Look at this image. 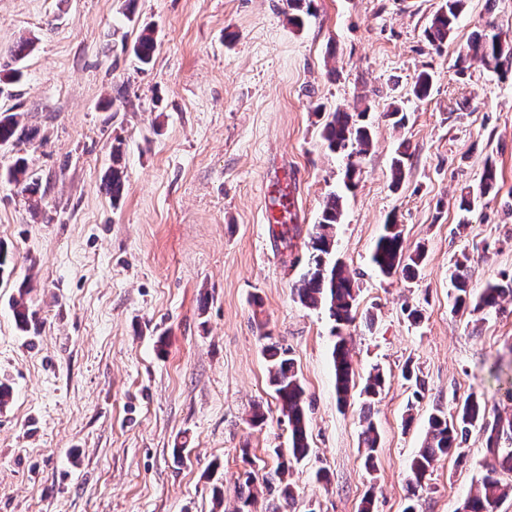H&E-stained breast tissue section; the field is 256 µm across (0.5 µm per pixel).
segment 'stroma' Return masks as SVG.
I'll use <instances>...</instances> for the list:
<instances>
[{
  "label": "stroma",
  "instance_id": "stroma-1",
  "mask_svg": "<svg viewBox=\"0 0 512 512\" xmlns=\"http://www.w3.org/2000/svg\"><path fill=\"white\" fill-rule=\"evenodd\" d=\"M442 0H315L304 26L286 0H0V112L21 113L34 141L0 148V512H217L255 475V512H460L475 494L485 437L471 431L408 493L410 463L435 409L483 393L488 421H512V297L502 312L453 311L452 263L471 286L512 277V70L454 62L485 25L512 33V0H466L451 39L424 31ZM157 51L141 67L143 30ZM33 46L24 57L13 50ZM433 75L428 98L412 86ZM399 103L408 116L393 126ZM369 108L373 143L344 198L334 252L359 284L348 329L356 393L336 401L333 322L298 300L306 243L345 161L321 138L328 112ZM411 156L399 187L391 161ZM126 189H104L113 145ZM26 156L41 180L28 196L3 173ZM498 193L469 215L459 200L485 165ZM283 174L296 191L288 223H267L264 193ZM415 279L379 276L370 254L389 214ZM42 325L19 330L20 288ZM422 312L408 321L405 306ZM287 347L307 400L309 455L288 471L285 502L265 488L288 423L263 347ZM418 374L422 390L402 376ZM387 383L371 409L377 469L360 446L372 368ZM262 405L263 425L249 422ZM251 448L246 463L241 448ZM324 481H317V473Z\"/></svg>",
  "mask_w": 512,
  "mask_h": 512
}]
</instances>
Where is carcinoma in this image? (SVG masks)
Instances as JSON below:
<instances>
[{"label": "carcinoma", "instance_id": "obj_1", "mask_svg": "<svg viewBox=\"0 0 512 512\" xmlns=\"http://www.w3.org/2000/svg\"><path fill=\"white\" fill-rule=\"evenodd\" d=\"M465 0H443L434 14L425 36L430 45L439 49L452 36ZM314 0H288L291 10L289 21L299 27L304 23L303 16L313 15ZM156 40L150 33L141 34L133 45V54L143 66L153 62L156 52ZM477 57L487 65L496 68L503 62L512 61V46L501 38L496 31L484 32L475 36L466 54H461L455 61L458 73L468 69L470 57ZM433 83L431 74L422 71L416 77L412 88L413 95L424 100L429 96ZM366 110L347 112L341 109L328 114L322 130V138L327 148L333 153H340L346 159L344 172L345 189L351 191L357 187L361 173V158L371 145L370 127L359 122L365 117ZM35 137V132L21 127V117L16 112H0V148L15 142ZM409 158V146L402 143L393 159L391 168L393 186L399 187L405 177L406 159ZM7 179L18 184L21 191L36 195L41 190L39 178L29 171L28 161L17 156L7 169ZM497 174L493 166H485L475 191L461 195L460 210L465 213L473 211L477 199L487 196L496 184ZM126 176L120 165V150L112 148V168L106 175L105 189L112 194V200L120 198L125 187ZM343 214L342 196L333 192L324 202L317 224L307 242L310 251L308 268L303 274L302 283L297 288L299 301L307 306L328 309L330 318L335 323L332 357L336 377V398L345 404L353 387V367L348 341L343 330L355 319L357 288L355 280L347 266L338 259H331L336 225L341 223ZM423 259L422 253L410 255L404 251L401 224L396 214H391L383 227V232L375 242L370 260L377 272L390 277L403 273L410 277ZM469 257L461 254L452 266L450 297L456 311L470 310L484 312L497 310L506 297H512V279L507 283L489 282L483 290L475 295L470 288ZM15 320L20 330L28 332L38 328L39 320L23 300L13 303ZM264 355L269 363L270 385L281 404V411L288 420L289 448L288 455L277 453L281 458L277 473L288 471V462H299L309 453L307 435L306 398L298 369L289 350L277 342H270L264 347ZM386 378L384 372L373 368L369 373L362 393L368 401H373L384 390ZM479 429L486 436V445L491 452L489 462L484 465V473L479 480L477 493L463 504L462 512H494L498 503L512 493V488L504 486L500 472H512V424L503 426L486 420V403L482 395L474 392L452 414L441 409L428 418V431L425 444L411 460L412 474L409 489H414L426 478L438 458L450 455L473 429ZM365 449L364 466L367 470L375 469L379 431L371 416V411L364 412V426L361 432ZM237 499L240 506L235 512H250V507L257 500L254 492V480L251 473H246L244 483L239 486Z\"/></svg>", "mask_w": 512, "mask_h": 512}]
</instances>
